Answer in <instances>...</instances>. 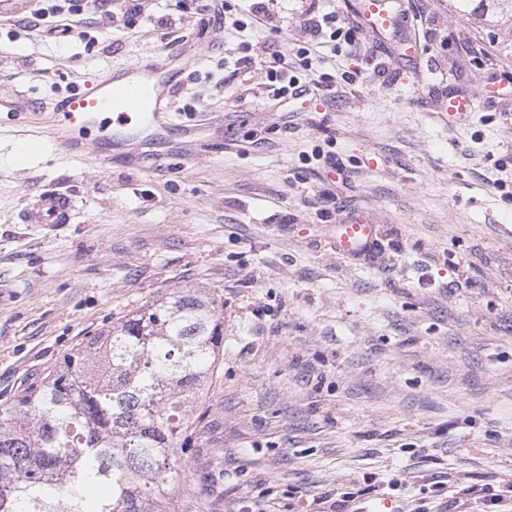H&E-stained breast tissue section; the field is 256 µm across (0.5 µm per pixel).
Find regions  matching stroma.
Segmentation results:
<instances>
[{
  "mask_svg": "<svg viewBox=\"0 0 512 512\" xmlns=\"http://www.w3.org/2000/svg\"><path fill=\"white\" fill-rule=\"evenodd\" d=\"M349 2L274 0L242 42L200 23L198 0L109 18L73 0L81 22L63 36L28 22L53 0L0 14V97L27 104L0 112V404L164 291L215 292L224 363L184 512H343L399 469L408 512H457L512 483V196L496 187L512 180V11L405 0L403 24L376 37ZM326 13L352 43L305 26ZM186 42L200 59L171 100L174 128L139 146L143 166L103 167L49 137L50 107L77 84ZM275 50L309 51L317 89L275 100L262 67ZM457 91L476 112L451 126L438 111ZM23 130L36 151L19 167ZM51 187L84 200L74 223H22L26 197ZM357 211L383 231L369 262L334 249Z\"/></svg>",
  "mask_w": 512,
  "mask_h": 512,
  "instance_id": "obj_1",
  "label": "stroma"
}]
</instances>
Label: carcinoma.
<instances>
[{
	"label": "carcinoma",
	"mask_w": 512,
	"mask_h": 512,
	"mask_svg": "<svg viewBox=\"0 0 512 512\" xmlns=\"http://www.w3.org/2000/svg\"><path fill=\"white\" fill-rule=\"evenodd\" d=\"M223 310L203 288L166 292L0 405V512H177Z\"/></svg>",
	"instance_id": "carcinoma-1"
}]
</instances>
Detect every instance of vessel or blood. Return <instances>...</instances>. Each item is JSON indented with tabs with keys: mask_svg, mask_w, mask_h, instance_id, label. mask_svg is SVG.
I'll return each mask as SVG.
<instances>
[{
	"mask_svg": "<svg viewBox=\"0 0 512 512\" xmlns=\"http://www.w3.org/2000/svg\"><path fill=\"white\" fill-rule=\"evenodd\" d=\"M404 0H360L359 18L372 34H381L391 20L402 19ZM176 72L159 60H146L133 68L115 69L102 77L84 81L54 107L48 134L70 155L88 151L85 132L99 127L104 140L134 145L143 137L167 128L170 98L179 87ZM475 111L472 98L455 94L441 107L449 124H463ZM80 212L76 195L47 190L26 199L22 211L27 224H68ZM379 225L366 219L350 218L336 227L338 254L365 258L380 245ZM349 512H406L404 505L387 495L361 499Z\"/></svg>",
	"mask_w": 512,
	"mask_h": 512,
	"instance_id": "1",
	"label": "vessel or blood"
}]
</instances>
